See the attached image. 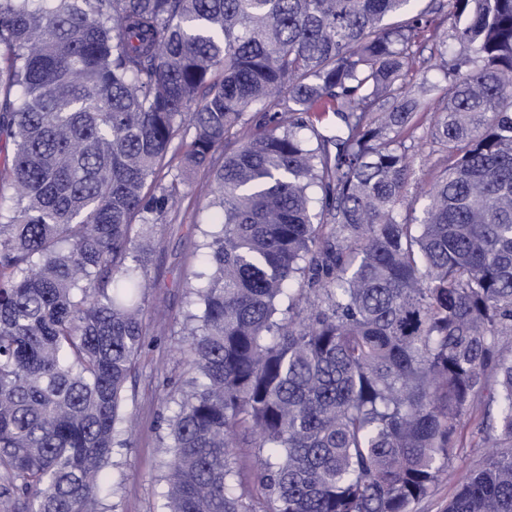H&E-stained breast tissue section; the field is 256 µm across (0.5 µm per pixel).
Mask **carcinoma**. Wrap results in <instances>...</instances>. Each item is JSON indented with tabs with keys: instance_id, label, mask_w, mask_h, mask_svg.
Returning <instances> with one entry per match:
<instances>
[{
	"instance_id": "carcinoma-1",
	"label": "carcinoma",
	"mask_w": 512,
	"mask_h": 512,
	"mask_svg": "<svg viewBox=\"0 0 512 512\" xmlns=\"http://www.w3.org/2000/svg\"><path fill=\"white\" fill-rule=\"evenodd\" d=\"M416 2L0 0L1 502L105 512L146 336L133 220L182 199L179 150L218 220L164 512H412L470 425L485 452L445 512H512V0ZM429 41L448 166L418 210Z\"/></svg>"
}]
</instances>
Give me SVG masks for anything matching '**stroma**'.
<instances>
[{"label": "stroma", "mask_w": 512, "mask_h": 512, "mask_svg": "<svg viewBox=\"0 0 512 512\" xmlns=\"http://www.w3.org/2000/svg\"><path fill=\"white\" fill-rule=\"evenodd\" d=\"M412 160L413 174L406 189L410 198L426 190L446 165L444 154L433 143L416 147ZM172 171L180 176L183 200L148 233L151 285L144 312L146 336L124 405L136 428L128 446L115 449L107 469L113 487L108 500L112 512H161L164 472L160 464L168 456L162 399L191 374L184 285L203 264L200 244L212 220L208 207L212 175L203 168L186 170L177 165ZM480 458V449H459L447 477L414 504L413 512H444L458 483Z\"/></svg>", "instance_id": "35a3bbf8"}]
</instances>
